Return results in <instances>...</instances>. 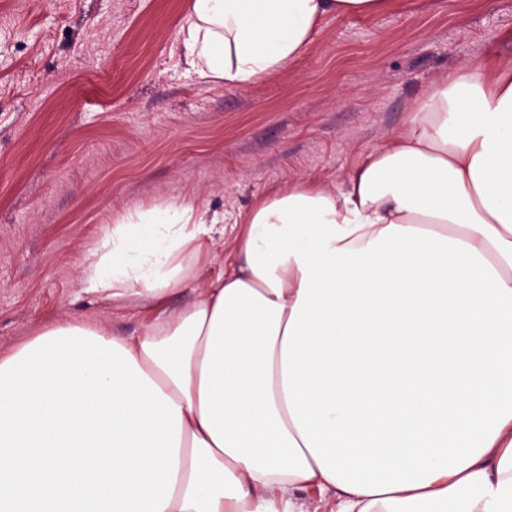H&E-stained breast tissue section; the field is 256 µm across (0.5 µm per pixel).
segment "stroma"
Returning a JSON list of instances; mask_svg holds the SVG:
<instances>
[{
	"mask_svg": "<svg viewBox=\"0 0 512 512\" xmlns=\"http://www.w3.org/2000/svg\"><path fill=\"white\" fill-rule=\"evenodd\" d=\"M187 0H0V356L65 318L116 337L151 309L81 294L85 255L144 202L224 216L195 286L226 266L255 199L341 184L439 76L512 64V0H401L323 21L306 53L245 87L201 81L178 32Z\"/></svg>",
	"mask_w": 512,
	"mask_h": 512,
	"instance_id": "obj_1",
	"label": "stroma"
}]
</instances>
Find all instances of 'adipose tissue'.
Instances as JSON below:
<instances>
[{"label":"adipose tissue","instance_id":"adipose-tissue-1","mask_svg":"<svg viewBox=\"0 0 512 512\" xmlns=\"http://www.w3.org/2000/svg\"><path fill=\"white\" fill-rule=\"evenodd\" d=\"M390 0H188L200 79L250 86L332 15ZM190 203L127 211L85 294L154 312L121 339L180 407L165 512H512V66L444 73L385 147L330 188L258 198L232 269Z\"/></svg>","mask_w":512,"mask_h":512}]
</instances>
